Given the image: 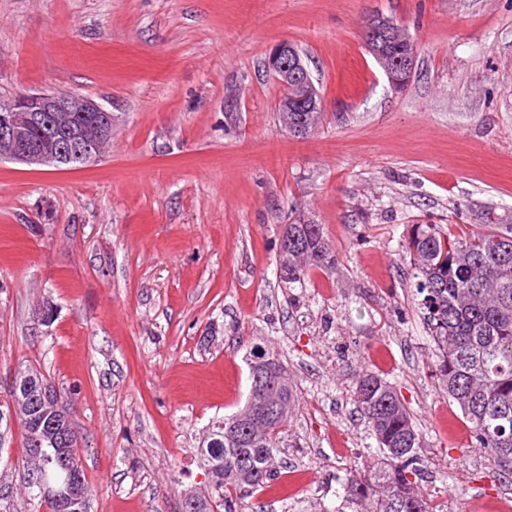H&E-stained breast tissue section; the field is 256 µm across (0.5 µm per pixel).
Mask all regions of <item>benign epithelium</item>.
<instances>
[{"mask_svg": "<svg viewBox=\"0 0 512 512\" xmlns=\"http://www.w3.org/2000/svg\"><path fill=\"white\" fill-rule=\"evenodd\" d=\"M397 42L404 44V48L394 55L389 47ZM366 45L382 63L391 84L402 86L410 80L415 47L409 39L401 38L397 26L379 17L371 20L366 30ZM267 69L279 85L288 90L280 100V112L286 115L322 111V102L317 100L308 66L292 43L283 40L273 47L267 59ZM43 112L51 113V121L47 123L49 130L43 132L42 140L34 143L29 133L41 121ZM74 112H100L104 115L103 123L77 128L72 124ZM113 123L112 112L90 97L77 94L61 97L52 91L26 94L18 102L0 104V143L5 145L0 150V159L57 167L71 157L68 149L72 148L87 165H94L101 160L112 138ZM278 411L279 405L264 396L262 387L255 386L253 400L241 418L266 422Z\"/></svg>", "mask_w": 512, "mask_h": 512, "instance_id": "obj_1", "label": "benign epithelium"}]
</instances>
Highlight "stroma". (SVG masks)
<instances>
[{
	"label": "stroma",
	"instance_id": "obj_1",
	"mask_svg": "<svg viewBox=\"0 0 512 512\" xmlns=\"http://www.w3.org/2000/svg\"><path fill=\"white\" fill-rule=\"evenodd\" d=\"M374 17L414 42L402 88L365 46ZM282 40L322 91L304 139L277 119ZM44 89L115 122L96 165L0 161V401L34 367L72 404L88 512L211 496L197 450L244 406L256 347L297 402L280 480L245 512H366L342 488L378 452L365 368L413 415L430 512L512 504V470L433 376L402 249L411 224L512 214V0H0V103ZM298 215L336 265L291 288L276 243ZM29 510L16 452L0 512Z\"/></svg>",
	"mask_w": 512,
	"mask_h": 512
}]
</instances>
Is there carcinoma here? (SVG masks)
<instances>
[{"mask_svg": "<svg viewBox=\"0 0 512 512\" xmlns=\"http://www.w3.org/2000/svg\"><path fill=\"white\" fill-rule=\"evenodd\" d=\"M288 256H280L289 284L305 279L313 268L335 264L323 226L288 225ZM403 248L414 267L417 294L437 349L434 376L460 407L476 446L490 451L501 467L512 466V218L483 214L482 223L459 231L441 224H413ZM268 380L277 396L295 406L288 376ZM47 379L35 368L19 373L9 398L0 401V415L14 413L20 445L30 463L28 500L47 512H87L86 478L76 460L77 437L70 404L41 401L39 387ZM354 401L378 444L382 458L349 473L346 495L366 501L370 512H429L419 491L423 478L422 447L413 418L387 379L363 370L354 382ZM288 420L283 413L262 431L243 426L230 442L225 429L213 427L199 452L215 495H184L195 512H242V500L278 479L274 459ZM41 445H36V442ZM43 453L36 456L32 448ZM42 473L59 495L47 494L33 474Z\"/></svg>", "mask_w": 512, "mask_h": 512, "instance_id": "1", "label": "carcinoma"}]
</instances>
